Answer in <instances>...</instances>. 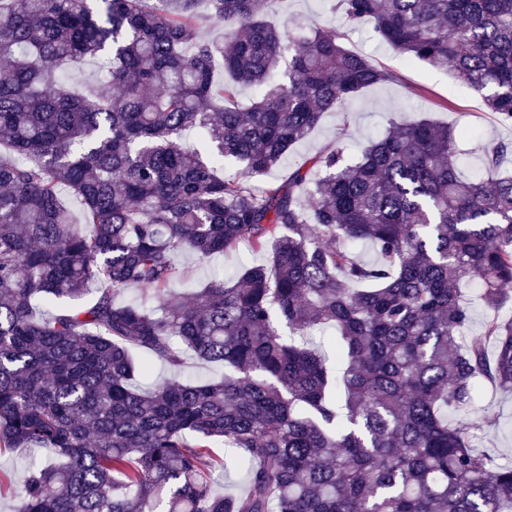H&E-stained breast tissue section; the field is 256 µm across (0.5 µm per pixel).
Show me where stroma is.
<instances>
[{
  "label": "stroma",
  "instance_id": "obj_1",
  "mask_svg": "<svg viewBox=\"0 0 512 512\" xmlns=\"http://www.w3.org/2000/svg\"><path fill=\"white\" fill-rule=\"evenodd\" d=\"M269 18L289 26L332 25L348 49L363 54L391 74L389 81L368 88L355 101L325 113L305 140L285 155L270 177L287 176L320 150L335 146L345 159L356 157L369 141L383 135L391 122L428 118L438 123L468 127L472 135L464 143L465 155L460 170L471 174L482 170L485 148L500 143L512 144V123L499 121L487 112L481 95L457 81L445 69L426 63L405 64L386 44L376 39L368 27H352L329 11L327 0H274ZM263 254L240 245L209 258L189 253L178 254L179 277L172 289L184 296L215 274L232 277L244 266L263 261ZM474 424V447L495 463L512 461V393L491 384L478 389L476 404L469 415ZM46 457L39 448L0 449V512H12L16 499L12 491L14 477Z\"/></svg>",
  "mask_w": 512,
  "mask_h": 512
}]
</instances>
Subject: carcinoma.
Listing matches in <instances>:
<instances>
[{
    "mask_svg": "<svg viewBox=\"0 0 512 512\" xmlns=\"http://www.w3.org/2000/svg\"><path fill=\"white\" fill-rule=\"evenodd\" d=\"M155 2L0 0V447L50 457L16 477L15 512H512V462L478 453L466 418L477 380L512 392V320L464 335L457 289L512 299V147L464 178L456 127L394 122L353 163L334 150L257 186L391 74L331 27H279L270 0ZM331 10L512 121V0ZM103 52L91 93L56 81ZM241 86L262 94L226 106ZM244 239L267 263L171 301L175 253ZM325 327L336 369L308 342ZM190 354L224 376L183 379ZM152 361L170 377L143 390ZM217 439L239 492L202 469Z\"/></svg>",
    "mask_w": 512,
    "mask_h": 512,
    "instance_id": "obj_1",
    "label": "carcinoma"
}]
</instances>
